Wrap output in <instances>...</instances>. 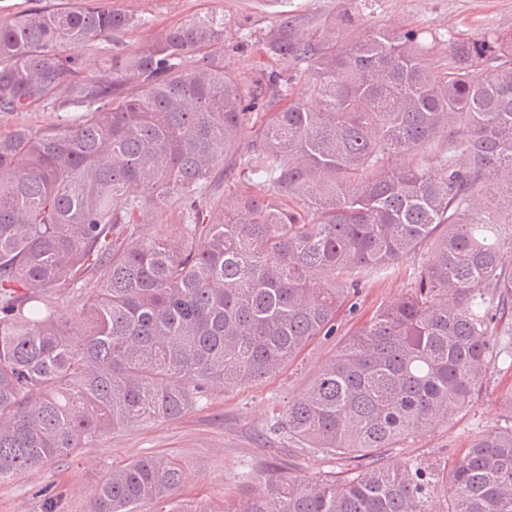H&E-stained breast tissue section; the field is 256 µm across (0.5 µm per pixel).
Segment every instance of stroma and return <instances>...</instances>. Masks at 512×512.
I'll return each instance as SVG.
<instances>
[{
  "label": "stroma",
  "instance_id": "1",
  "mask_svg": "<svg viewBox=\"0 0 512 512\" xmlns=\"http://www.w3.org/2000/svg\"><path fill=\"white\" fill-rule=\"evenodd\" d=\"M112 9L142 18V26L95 39L80 50L84 75L99 74L112 54L147 48L169 28L196 14L224 19V65L257 93L262 80L278 72L292 79V97L310 99L304 65H292L269 53L283 17H296L312 31L336 26V44L350 48L355 34L374 28L416 30L433 67L448 62L449 40L478 38L485 32H512V0H106ZM352 15L355 26L343 25ZM414 264V263H413ZM412 263L399 271L372 275L359 287L354 313L338 317L329 339L310 343L280 373L233 390L211 389L178 419L118 431L96 447L56 459L42 469L0 484V512H42L44 491L63 493V512H89L94 490L106 471L139 456L175 457L184 466L176 495L184 512H222L225 503L246 504L266 483L317 479L354 471L346 458L312 453L289 439L279 423L288 401L306 388L321 367L381 307L406 292ZM512 388V368L499 364L490 386L476 391L470 405L449 423L416 433L393 448L401 461L433 465L461 458L478 430L503 422L498 402Z\"/></svg>",
  "mask_w": 512,
  "mask_h": 512
}]
</instances>
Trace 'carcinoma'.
Returning <instances> with one entry per match:
<instances>
[{"label": "carcinoma", "mask_w": 512, "mask_h": 512, "mask_svg": "<svg viewBox=\"0 0 512 512\" xmlns=\"http://www.w3.org/2000/svg\"><path fill=\"white\" fill-rule=\"evenodd\" d=\"M141 24L91 4L0 20V112L50 98L78 113L0 136V483L177 419L214 385L276 375L336 335L362 278L433 239L414 285L284 409L288 438L358 470L271 482L224 512H431L435 492L438 512H512V390L505 425L450 465L391 456L512 359V33L454 39L436 77L412 30L379 28L345 52L335 26L307 35L285 17L270 50L306 64L313 110L259 104L224 68L213 15L82 74L86 43ZM249 122L253 192L208 209L200 193ZM172 198L181 231L134 237ZM62 288L85 295L81 330L56 316ZM181 478L179 460L139 457L105 473L90 512H183Z\"/></svg>", "instance_id": "obj_1"}]
</instances>
